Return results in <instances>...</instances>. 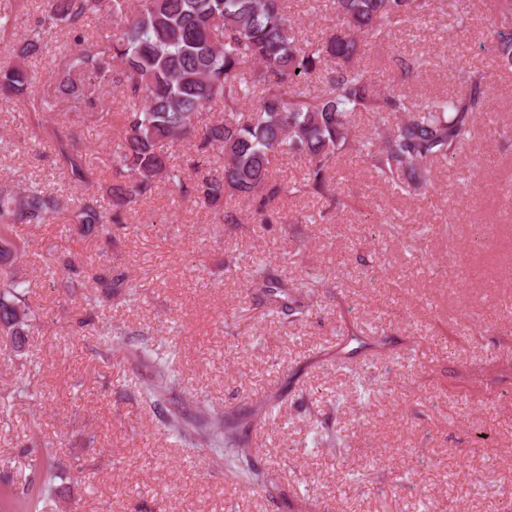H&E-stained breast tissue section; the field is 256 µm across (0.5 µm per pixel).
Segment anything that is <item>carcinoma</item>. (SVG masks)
Segmentation results:
<instances>
[{
  "label": "carcinoma",
  "instance_id": "carcinoma-1",
  "mask_svg": "<svg viewBox=\"0 0 512 512\" xmlns=\"http://www.w3.org/2000/svg\"><path fill=\"white\" fill-rule=\"evenodd\" d=\"M495 15L487 19L484 36L497 53L500 67L512 71V28L499 20L512 19V0H494ZM340 30L316 44L299 39L288 17V0H47L44 14L19 49L18 61L0 66V98L24 99L35 121L54 111L66 99L76 116L108 122L102 85L116 84L124 104L122 133L112 147V184L104 206L91 194L94 165L91 153L78 147L72 127L51 130L53 148L65 186L73 196L67 223L84 234L112 238V225L122 223L124 210L150 196L165 180L179 194H194L216 214L217 223L235 224L224 211V197L258 201V213L270 199L282 194H309L338 201L330 172L340 156L351 153L387 182L408 190L432 185L430 166L459 155L469 143L486 110L485 73L461 67L455 74L458 94L434 98L416 106L406 95L385 93L374 86L357 63L362 37L380 35L403 20L420 21L429 0H333ZM92 17H106L109 27L94 44L84 35ZM63 27L71 35L67 68L54 94L39 96L31 90L35 76L26 61L43 56L48 46L43 34ZM323 77V86L313 84ZM258 102L249 119L239 118L240 104L250 94ZM223 117L199 127L200 116L213 106ZM371 112L384 122L399 115L390 132L363 138L352 133L354 115ZM191 141L189 176L170 163L164 143ZM307 163L303 181H272L271 164L279 154ZM63 195L39 184L23 188L0 182V335L10 336L18 353L32 323L40 315L28 303L26 281L15 262L23 247L13 238L16 224L45 226L59 223ZM51 276L73 298L83 295L87 280L106 296L128 287L122 274L112 270L91 274L65 257L51 268ZM257 301L270 312L297 317L307 312L301 286L289 288L259 265L255 270ZM108 351L126 352L149 364L150 378L139 389L149 405L159 406L177 378L170 369L174 351L128 348L125 335L108 336ZM200 417L219 419V425L186 428L180 409L167 410L168 430L180 438L207 444L232 456L227 472L245 486H274L255 467L244 469L235 460L244 444L245 424L205 401ZM64 471L50 456L31 465L26 487L28 512H42L40 504L54 499L56 481Z\"/></svg>",
  "mask_w": 512,
  "mask_h": 512
}]
</instances>
